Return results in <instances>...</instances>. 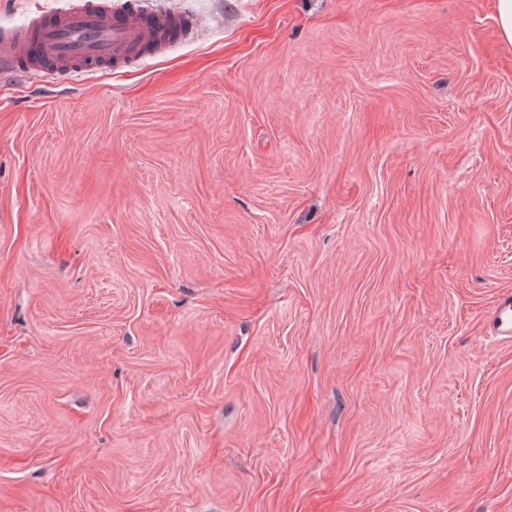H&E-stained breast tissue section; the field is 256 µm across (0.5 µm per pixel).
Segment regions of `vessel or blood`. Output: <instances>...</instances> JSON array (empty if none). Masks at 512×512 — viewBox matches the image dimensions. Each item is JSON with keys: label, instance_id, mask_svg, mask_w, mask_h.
<instances>
[{"label": "vessel or blood", "instance_id": "vessel-or-blood-1", "mask_svg": "<svg viewBox=\"0 0 512 512\" xmlns=\"http://www.w3.org/2000/svg\"><path fill=\"white\" fill-rule=\"evenodd\" d=\"M196 18L183 11L141 10L112 0L83 4L0 34V71L70 72L72 67L129 66L190 39Z\"/></svg>", "mask_w": 512, "mask_h": 512}]
</instances>
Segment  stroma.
<instances>
[{
  "mask_svg": "<svg viewBox=\"0 0 512 512\" xmlns=\"http://www.w3.org/2000/svg\"><path fill=\"white\" fill-rule=\"evenodd\" d=\"M141 3L197 35L0 77V512H512L492 0Z\"/></svg>",
  "mask_w": 512,
  "mask_h": 512,
  "instance_id": "1",
  "label": "stroma"
}]
</instances>
